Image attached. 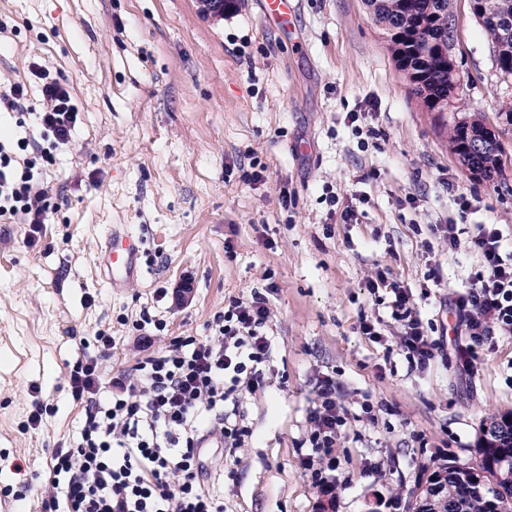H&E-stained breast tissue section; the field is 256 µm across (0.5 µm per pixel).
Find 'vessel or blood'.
<instances>
[{
    "label": "vessel or blood",
    "instance_id": "b4317fda",
    "mask_svg": "<svg viewBox=\"0 0 512 512\" xmlns=\"http://www.w3.org/2000/svg\"><path fill=\"white\" fill-rule=\"evenodd\" d=\"M263 15L283 32H291L297 13L296 0H262ZM142 239L129 231L126 225H113L99 248V267L112 292L120 293L139 280L143 269Z\"/></svg>",
    "mask_w": 512,
    "mask_h": 512
}]
</instances>
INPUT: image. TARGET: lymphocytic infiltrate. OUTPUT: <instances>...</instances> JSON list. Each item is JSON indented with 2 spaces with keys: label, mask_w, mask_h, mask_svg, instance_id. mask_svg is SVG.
<instances>
[{
  "label": "lymphocytic infiltrate",
  "mask_w": 512,
  "mask_h": 512,
  "mask_svg": "<svg viewBox=\"0 0 512 512\" xmlns=\"http://www.w3.org/2000/svg\"><path fill=\"white\" fill-rule=\"evenodd\" d=\"M26 101L23 85H0V110L31 111L52 148L71 141L80 112L65 82L45 78L38 107L27 108ZM49 209L48 192L35 188L30 170H17L0 144V218L22 219L33 239ZM432 231L448 248L467 243L479 259L469 287L450 300L465 336L454 349L456 364L471 375L478 370L480 350L512 334V243L494 224L476 225L471 232L460 224H437ZM365 286L383 293L388 317H360L361 335L381 342L388 321L397 328L394 344L410 366L425 367L440 354L410 287L380 269L367 276ZM270 319V300L262 292L231 300L216 317L213 336L175 338L108 383L103 363L116 341L101 337L99 353L82 356L69 371L71 394L84 407L83 423L79 439L57 443L46 461L41 512H227L224 468L206 467L200 444L212 437L233 452L249 437L248 426L225 414L224 404L263 387ZM314 392L310 450L300 462L311 474L314 512H335L341 486L335 448L348 410L336 399L335 377L316 375Z\"/></svg>",
  "instance_id": "lymphocytic-infiltrate-1"
}]
</instances>
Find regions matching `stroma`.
I'll list each match as a JSON object with an SVG mask.
<instances>
[{
    "label": "stroma",
    "instance_id": "1",
    "mask_svg": "<svg viewBox=\"0 0 512 512\" xmlns=\"http://www.w3.org/2000/svg\"><path fill=\"white\" fill-rule=\"evenodd\" d=\"M297 2L293 46L265 23L262 0H230L221 15L198 0H0V76L25 85L34 106L35 71L46 70L81 112L49 163L38 132L0 112V142L30 137L16 157L36 161L52 204L36 244L28 225L0 223V512H37L46 459L83 419L69 370L97 353L98 336L116 341L109 377L143 356L142 313L164 324L158 347L202 339L231 299L270 283L268 379L224 404L252 432L227 461L229 512H310L300 456L316 374L335 376L350 413L336 444L337 512H387L392 495L411 512L431 471L475 464L485 424L512 411V335L466 376L450 351L413 369L357 330L360 316L386 314L364 286L378 268L415 290L436 270L418 307L453 329L448 297L478 259L430 227L460 223L457 194L481 201L469 223L512 239V124L500 113L512 81L468 0H454L461 109L442 118L411 94L363 0ZM351 112L369 113L383 138L353 135ZM464 118L499 137L494 181L473 178L449 149L440 122ZM252 170L260 180L245 181ZM115 224L145 241L143 276L120 294L96 266ZM37 399L49 412L24 430Z\"/></svg>",
    "mask_w": 512,
    "mask_h": 512
}]
</instances>
